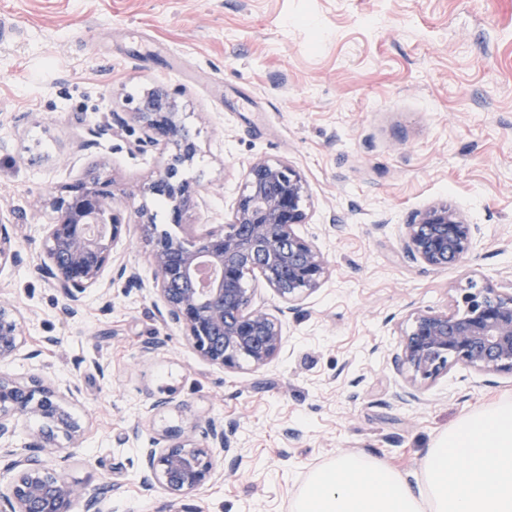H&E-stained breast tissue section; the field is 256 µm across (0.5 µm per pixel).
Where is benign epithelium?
<instances>
[{
    "label": "benign epithelium",
    "mask_w": 512,
    "mask_h": 512,
    "mask_svg": "<svg viewBox=\"0 0 512 512\" xmlns=\"http://www.w3.org/2000/svg\"><path fill=\"white\" fill-rule=\"evenodd\" d=\"M134 118L146 141L173 147L168 162L154 181L137 191L165 192L175 200V219L195 203L197 192L179 179V169L193 160L198 148L183 124L177 101L165 89L147 94ZM306 187L301 176L284 163L259 159L249 170L232 219L170 244L164 235L153 238L152 290L164 325L183 329L194 352L210 365L233 369L248 362L269 364L283 343L282 320L253 302L241 287L246 275L268 268L266 285L286 305L296 308L316 290L329 272L325 254L298 236L303 224ZM110 183L96 178L71 188L50 205L55 213L45 225L44 257L37 273L62 297L63 314H78L86 292L98 284L127 223L113 207ZM405 255L432 268L466 260L481 244L478 224L469 223L456 208L437 203L416 212L399 225ZM219 267V276L204 285L196 278L199 261ZM24 257L12 248L7 224L0 220V266L19 265ZM464 313L422 312L413 318L394 353L406 389L395 394L400 402L417 401V382L433 380L453 365L484 375L512 371V293L486 285L460 294ZM21 325L14 305L0 302V361L18 357L34 360L35 352L20 354ZM59 388L38 374L28 382L0 374V512H101L103 500L118 491L117 484L83 486L68 481L52 467L78 447L83 427L62 406ZM21 448L16 441L27 422ZM68 446H63L61 440ZM140 483L144 490H164L173 500L187 499L217 477L235 476L243 456L224 424L210 420L185 436L166 434L139 449Z\"/></svg>",
    "instance_id": "7a95c632"
}]
</instances>
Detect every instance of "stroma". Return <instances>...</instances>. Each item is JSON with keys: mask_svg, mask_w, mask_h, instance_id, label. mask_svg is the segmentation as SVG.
I'll return each instance as SVG.
<instances>
[{"mask_svg": "<svg viewBox=\"0 0 512 512\" xmlns=\"http://www.w3.org/2000/svg\"><path fill=\"white\" fill-rule=\"evenodd\" d=\"M19 35L0 44V220L24 261L0 266L23 351L0 363L74 387L85 434L61 463L72 482L116 483L102 512H179L139 485L144 437L223 421L245 451L237 479L192 497L199 512H292L310 474L362 453L420 474L428 448L464 416L512 398V372L460 365L402 404L392 356L414 312H452L462 289L512 291V0H0ZM174 94L199 151L180 179L201 201L174 223L155 196L168 152L129 120L151 90ZM126 118L104 132L113 116ZM102 129L96 145L89 133ZM259 159L290 165L307 187L295 231L329 274L288 314L269 365L222 370L163 326L140 210L186 236L222 224ZM110 180L128 222L114 264L76 317L35 271L49 198L89 175ZM45 205H37V198ZM445 202L481 225L470 259L433 269L405 257L398 227ZM166 398L167 408L149 405Z\"/></svg>", "mask_w": 512, "mask_h": 512, "instance_id": "35a3bbf8", "label": "stroma"}]
</instances>
